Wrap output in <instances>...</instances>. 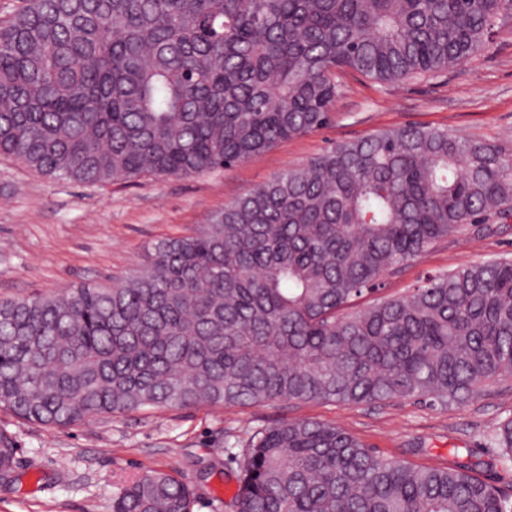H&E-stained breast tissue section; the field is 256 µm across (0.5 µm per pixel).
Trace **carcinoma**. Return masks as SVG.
<instances>
[{"label":"carcinoma","instance_id":"cac0c4a2","mask_svg":"<svg viewBox=\"0 0 512 512\" xmlns=\"http://www.w3.org/2000/svg\"><path fill=\"white\" fill-rule=\"evenodd\" d=\"M512 0H23L0 21V156L106 184L232 167L324 126L337 72L389 83L477 53ZM512 217V147L446 127L341 142L156 242L112 284L0 299V410L49 428L273 401L468 400L512 378V259L401 298L382 278ZM495 444L512 453V419ZM16 448L0 432V476ZM478 464L416 466L299 419L255 431L236 512H512ZM147 470L112 512H194Z\"/></svg>","mask_w":512,"mask_h":512}]
</instances>
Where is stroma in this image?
Masks as SVG:
<instances>
[{
  "label": "stroma",
  "mask_w": 512,
  "mask_h": 512,
  "mask_svg": "<svg viewBox=\"0 0 512 512\" xmlns=\"http://www.w3.org/2000/svg\"><path fill=\"white\" fill-rule=\"evenodd\" d=\"M338 77L343 91L328 125L199 176L79 185L0 156V298L126 277L157 240L189 234L254 186L336 143L381 129L443 126L512 144L510 14L498 19L478 53L447 73L393 83L350 70ZM491 225L488 232L468 227L387 275L383 295H407L431 271L511 258L512 218ZM302 418L338 425L381 454L414 465L479 461V477L512 495V457L493 444L500 423L512 418V381L503 380L445 407L414 400L207 405L97 417L59 429L0 410V431L18 450L13 473L0 478V512H110L113 493L148 469L195 485L194 512H235L233 494L250 435Z\"/></svg>",
  "instance_id": "obj_1"
}]
</instances>
